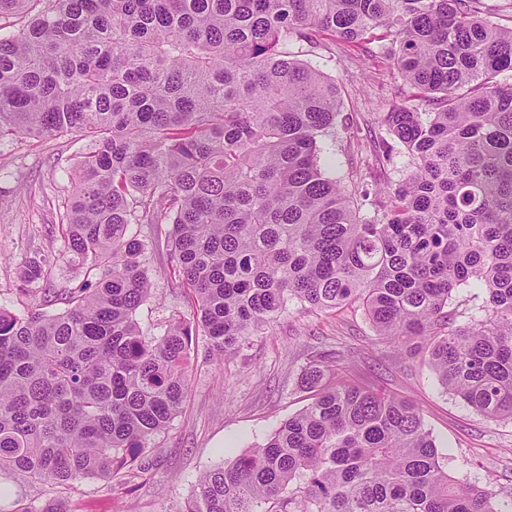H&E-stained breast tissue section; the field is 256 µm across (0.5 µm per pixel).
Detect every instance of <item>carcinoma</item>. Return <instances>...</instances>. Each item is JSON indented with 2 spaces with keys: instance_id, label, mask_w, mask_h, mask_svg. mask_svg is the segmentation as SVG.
<instances>
[{
  "instance_id": "obj_1",
  "label": "carcinoma",
  "mask_w": 512,
  "mask_h": 512,
  "mask_svg": "<svg viewBox=\"0 0 512 512\" xmlns=\"http://www.w3.org/2000/svg\"><path fill=\"white\" fill-rule=\"evenodd\" d=\"M484 0H0V138L90 142L59 229L93 279L0 306V472L110 479L139 466L185 402L196 336L230 357L290 301L360 303L380 339L420 340L442 386L512 421V27ZM384 29L431 107L381 121L414 170L366 220L325 138L354 136L336 82L288 53ZM133 224H169L166 252L192 313L144 334L151 298ZM42 262L20 269L30 286ZM486 290L456 325L448 300ZM62 301L66 309L45 308ZM311 351L308 403L260 446L203 471L183 512H506L448 475L413 401L330 380ZM17 512H70L61 499Z\"/></svg>"
}]
</instances>
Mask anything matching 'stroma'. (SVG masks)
<instances>
[{"instance_id": "obj_1", "label": "stroma", "mask_w": 512, "mask_h": 512, "mask_svg": "<svg viewBox=\"0 0 512 512\" xmlns=\"http://www.w3.org/2000/svg\"><path fill=\"white\" fill-rule=\"evenodd\" d=\"M395 49L388 38L358 47L327 40L301 55L335 80L341 111L354 120V137L337 140L333 153L337 172L361 190L382 180L398 185L413 169L405 151L389 159L381 152L380 113L421 104L396 65ZM88 147L73 135L0 141V306L12 313L25 314L34 299L19 278L27 260L45 261L48 285L60 293L87 278L85 267L70 261L58 224L71 177ZM167 230L164 224L132 227L145 244L140 261L152 288L136 319L150 334L160 333L174 312L188 310L169 275ZM319 343L345 353L333 380L369 383L419 407L450 476L512 501V421L488 419L446 391L423 354L409 357L381 342L359 304L315 313L291 302L270 329L223 364L215 363L205 341L193 345L188 397L159 448L149 451L153 466L147 472L70 487L31 484L4 473L0 512L54 497L63 498L70 512H182L203 470L263 443L305 405L298 377Z\"/></svg>"}]
</instances>
